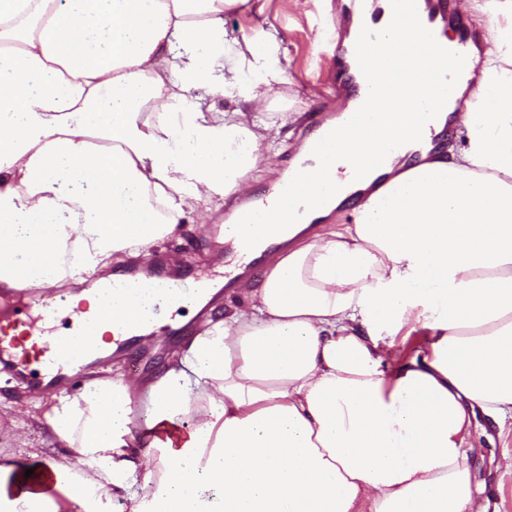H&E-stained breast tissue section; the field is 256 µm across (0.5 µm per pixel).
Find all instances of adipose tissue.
Masks as SVG:
<instances>
[{
	"mask_svg": "<svg viewBox=\"0 0 512 512\" xmlns=\"http://www.w3.org/2000/svg\"><path fill=\"white\" fill-rule=\"evenodd\" d=\"M245 0H0V281L21 289L95 279L66 311L98 320L145 306L106 295L113 261L147 257L187 214L243 195L278 134L264 106L273 43H227ZM384 51L369 121L338 137L413 146L414 99L465 103L458 155L386 183L339 230L322 200L282 222L258 287L137 381L94 378L47 399L45 469L0 460V512H484L466 445L476 411L512 425V28L478 50L476 83L415 17ZM241 111L201 120L194 90ZM428 332L394 360L405 327ZM146 410V433L133 428Z\"/></svg>",
	"mask_w": 512,
	"mask_h": 512,
	"instance_id": "1",
	"label": "adipose tissue"
}]
</instances>
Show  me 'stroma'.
Masks as SVG:
<instances>
[{
	"instance_id": "obj_1",
	"label": "stroma",
	"mask_w": 512,
	"mask_h": 512,
	"mask_svg": "<svg viewBox=\"0 0 512 512\" xmlns=\"http://www.w3.org/2000/svg\"><path fill=\"white\" fill-rule=\"evenodd\" d=\"M335 23L336 0H248L224 16L227 41L275 37L273 65L286 78L285 83L274 85L265 108L246 114L250 121L274 120L283 125L274 146L277 170L259 169L254 188L277 186L315 117L336 108L327 88L336 62L327 31ZM238 203L235 197L214 201L210 223H199L196 215H188L177 231L158 245V252L168 256L174 273L184 276L186 284L223 279L225 270L234 266L235 257L225 252L216 228ZM184 342V337L171 339L157 333L151 344L136 345L132 354L113 353L83 366L82 376L145 379L166 364ZM24 383L15 371L0 366V456L38 462L62 460L68 450L50 440L42 409ZM469 443L474 449L470 459L474 484L482 492L492 485L499 489L498 499L489 502L487 512H512V469L502 465L504 456H512V427L500 428L491 417L478 414Z\"/></svg>"
}]
</instances>
